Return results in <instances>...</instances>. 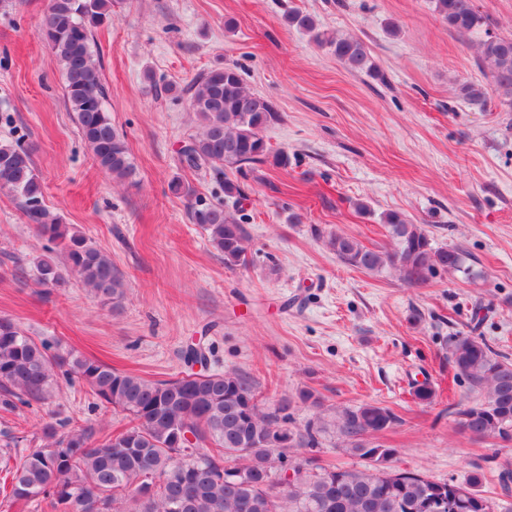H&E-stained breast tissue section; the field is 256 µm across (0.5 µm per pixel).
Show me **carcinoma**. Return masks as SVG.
Here are the masks:
<instances>
[{"label": "carcinoma", "mask_w": 512, "mask_h": 512, "mask_svg": "<svg viewBox=\"0 0 512 512\" xmlns=\"http://www.w3.org/2000/svg\"><path fill=\"white\" fill-rule=\"evenodd\" d=\"M448 28L461 36L486 25L475 0H433ZM117 0H49L38 31L39 39L58 60L64 96L81 138L98 168L116 181L134 175L124 134L112 124L105 108V89L94 32L111 16ZM288 25L314 34L329 44L347 69L378 75L363 41L350 36L324 39L309 14L290 12ZM478 67L489 71L492 83L512 97V39L489 35L480 45ZM469 104L487 105L479 84L460 88ZM199 121L191 148L179 155L189 169L206 168L216 176L224 197L245 195L229 177L273 158L288 165V154L272 152L263 131L280 121L275 103L248 90L237 66L202 74L187 90ZM0 189L15 193L26 222L51 247L34 259L37 282L61 288L73 274L105 305L118 306L125 284L112 259L48 208L43 179L32 152L19 141L0 142ZM170 190L188 199L192 223L199 225L211 245L224 256V266L245 262L249 233L235 213L221 203L195 196L178 178ZM392 247L369 249L338 233L327 245L345 264L377 272L399 271L410 284L427 282L438 272H462L466 253L460 247H436L418 224L398 212L383 216ZM47 342L25 334L8 317L0 318V405L16 408L30 399L46 400L59 380L89 386L104 406L120 410L130 425L92 442L94 429L61 420L47 425L52 452L36 448L15 458L10 498L37 503L48 512H85L86 502L101 500V512H428L433 498L444 497V512H497L496 502L478 489L479 477L455 486L433 481L390 462L397 449L377 441V434L398 422L389 409L362 404L334 411L331 424L343 448L358 458L357 467H325L317 458L294 448H319L330 424L322 417L293 426V400L283 398L265 410L250 377L236 373L182 371L167 379H147L72 352L49 354ZM448 363L477 398L457 410L460 424L481 440L512 439V359L480 336L448 338ZM191 432L195 448L181 454L184 433ZM287 462L297 474L288 490L265 484L271 458ZM235 463L245 479L224 480V466Z\"/></svg>", "instance_id": "1"}]
</instances>
